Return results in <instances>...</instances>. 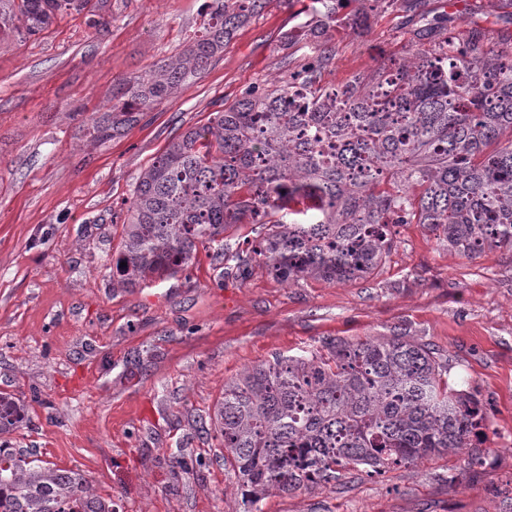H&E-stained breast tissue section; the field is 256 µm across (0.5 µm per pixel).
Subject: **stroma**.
<instances>
[{
  "mask_svg": "<svg viewBox=\"0 0 512 512\" xmlns=\"http://www.w3.org/2000/svg\"><path fill=\"white\" fill-rule=\"evenodd\" d=\"M328 8L327 84L429 48L442 25L459 40L512 45V0H268L205 71L104 139L85 115L111 106L116 80L182 52L207 0H92L39 34H0V391L28 410L0 442L78 473L118 512H244L218 439L194 424L225 380L279 353L397 334L434 349L449 382L490 405L482 466L449 453L352 470L271 493L259 512H512V250L470 259L422 225L394 224L373 273L288 284L252 253L256 226L235 224L227 259L203 250L176 277L112 285L140 172L250 86L300 70L301 28ZM102 17L108 26L95 27Z\"/></svg>",
  "mask_w": 512,
  "mask_h": 512,
  "instance_id": "1",
  "label": "stroma"
}]
</instances>
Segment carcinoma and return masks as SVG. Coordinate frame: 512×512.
Segmentation results:
<instances>
[{"label": "carcinoma", "mask_w": 512, "mask_h": 512, "mask_svg": "<svg viewBox=\"0 0 512 512\" xmlns=\"http://www.w3.org/2000/svg\"><path fill=\"white\" fill-rule=\"evenodd\" d=\"M89 0H0V28L48 29ZM267 0H212L202 34L148 77L112 88V111L88 121L106 136L138 122L201 73ZM307 66L253 87L207 124L172 138L138 176L112 284L164 281L213 248L230 224L259 225L252 252L294 282L345 283L389 253L392 224H421L473 258L512 249V47L440 33L431 48L325 86L327 48ZM125 266H120V263ZM326 353L281 356L224 382L214 421L245 512L274 491L325 486L444 451L483 463L490 409L445 378L432 348L392 336L336 339ZM26 407L0 393V434ZM0 512H116L75 473L0 445Z\"/></svg>", "instance_id": "cac0c4a2"}]
</instances>
